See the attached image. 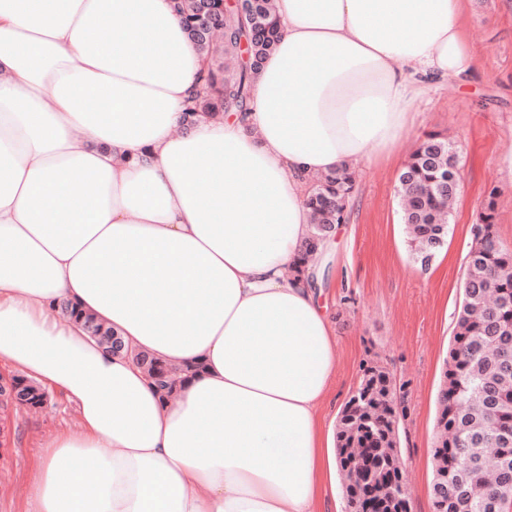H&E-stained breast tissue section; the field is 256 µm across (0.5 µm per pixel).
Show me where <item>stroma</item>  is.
Here are the masks:
<instances>
[{"label": "stroma", "mask_w": 512, "mask_h": 512, "mask_svg": "<svg viewBox=\"0 0 512 512\" xmlns=\"http://www.w3.org/2000/svg\"><path fill=\"white\" fill-rule=\"evenodd\" d=\"M461 25L479 52L472 85L450 82L421 95L400 150L359 168L345 234L328 263L323 290L340 352L331 412H340L372 359L383 362L406 392L399 455L411 512H433L436 395L462 299L470 228L494 186L503 193L499 237L512 247V0H472ZM429 132L455 142L460 192L448 243L424 272L408 258L396 180ZM62 430L78 434L80 423L75 406L60 393L49 394L39 412L0 408V512H26L25 491L38 478L43 447Z\"/></svg>", "instance_id": "1"}]
</instances>
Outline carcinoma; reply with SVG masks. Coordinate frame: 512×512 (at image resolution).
Segmentation results:
<instances>
[{"mask_svg":"<svg viewBox=\"0 0 512 512\" xmlns=\"http://www.w3.org/2000/svg\"><path fill=\"white\" fill-rule=\"evenodd\" d=\"M174 8L206 63L204 91L188 100L184 125L192 126L202 114L248 111L252 84L279 38L275 0H242L240 9L227 8L224 0H175ZM454 175H459L457 152L436 133L420 140L398 174L407 251L424 271L447 243L460 187L458 178L450 183ZM352 191L353 177L344 169L312 183L306 199L312 225L302 263L312 261L336 225L345 222ZM498 196V188H491L471 226L462 301L437 392L433 512H440V495L448 501L445 512H503L512 504V249L498 235ZM59 310L103 346L123 341L91 313L70 303ZM121 355L140 365L164 394L176 387L178 369L126 345ZM14 380L32 394L29 407L43 406L38 386L21 376ZM406 417L404 396L389 370L364 365L336 423L344 512H364L369 503L376 512H397L400 499L410 512L402 468L387 459L388 452H398L399 425Z\"/></svg>","mask_w":512,"mask_h":512,"instance_id":"obj_1","label":"carcinoma"}]
</instances>
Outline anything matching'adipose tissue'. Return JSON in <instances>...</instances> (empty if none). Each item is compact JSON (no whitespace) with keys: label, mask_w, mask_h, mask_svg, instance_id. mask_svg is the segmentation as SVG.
Listing matches in <instances>:
<instances>
[{"label":"adipose tissue","mask_w":512,"mask_h":512,"mask_svg":"<svg viewBox=\"0 0 512 512\" xmlns=\"http://www.w3.org/2000/svg\"><path fill=\"white\" fill-rule=\"evenodd\" d=\"M174 0H0V362L63 394L28 512H325L339 368L314 176L393 154L466 82L469 0H276L250 109L179 133L204 60ZM200 365L162 401L66 317Z\"/></svg>","instance_id":"1"}]
</instances>
